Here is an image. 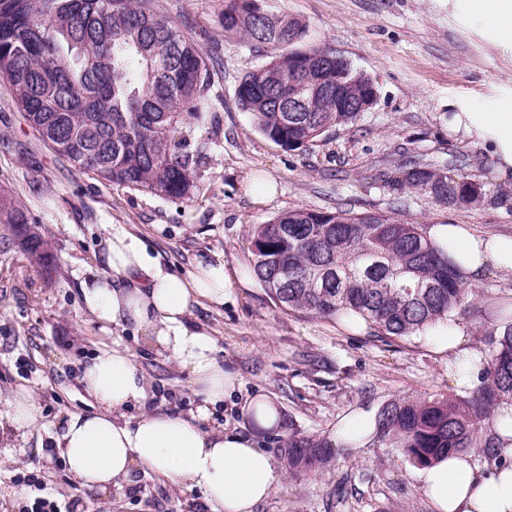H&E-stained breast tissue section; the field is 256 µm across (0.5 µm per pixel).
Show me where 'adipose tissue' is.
I'll use <instances>...</instances> for the list:
<instances>
[{
    "label": "adipose tissue",
    "instance_id": "adipose-tissue-1",
    "mask_svg": "<svg viewBox=\"0 0 512 512\" xmlns=\"http://www.w3.org/2000/svg\"><path fill=\"white\" fill-rule=\"evenodd\" d=\"M456 125L468 135L493 144L501 172L512 169V113L462 112ZM427 235L458 263L465 276L478 278L486 268L512 272V237L482 239L463 224H432ZM106 280L83 282L88 311L98 320L127 324L146 334L186 370L202 402L190 415L147 410L151 386L129 351L102 352L82 373L95 412L69 417L53 439L72 479L101 497L130 482L144 468L172 485L199 490L213 512H254L280 482L264 433L278 421L276 405L256 395L244 408L253 431L215 429L211 422L238 387L224 369L212 338L188 320L192 305H223L240 272L216 260L192 274L166 269L137 238L113 235ZM438 352L448 357L455 385L480 382L483 357L466 329L451 323L435 331ZM140 414L129 417L131 409ZM376 417L359 408L332 432L334 447L359 449L374 439ZM419 480L433 512H512V461L482 469L469 456L455 454L426 466Z\"/></svg>",
    "mask_w": 512,
    "mask_h": 512
}]
</instances>
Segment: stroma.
Masks as SVG:
<instances>
[{"mask_svg": "<svg viewBox=\"0 0 512 512\" xmlns=\"http://www.w3.org/2000/svg\"><path fill=\"white\" fill-rule=\"evenodd\" d=\"M256 2L261 11L301 20L302 47L351 62L373 78L378 99L354 124L326 131L306 150H284L236 100L242 73L281 55V48L225 39L224 0H156L223 62L213 88L217 125L185 131L206 154L186 199L109 186L77 171L37 138L0 77V202L23 210L52 256L49 268L31 264L0 228V416L24 389L37 406L32 426L0 435V512H24L39 479L70 512H212L201 493L141 470L111 496L84 492L60 456L43 453L69 415L92 409L82 368L116 347L129 349L150 381L152 406L185 415L199 402L189 374L167 353L85 307L81 284L107 276L113 234L135 236L162 266L182 274L219 258L249 268L252 227L294 209L465 224L484 238L512 237V175L501 177L489 144L452 123L458 112H512V37L488 31L474 18L472 0ZM409 160L483 183V201L448 206L423 192H397L390 179ZM250 172L276 186L265 203L245 191L242 177ZM476 286L484 293L480 323H498L501 310L512 306V275L492 269ZM190 320L212 336L225 369L240 381L219 424L240 426L239 404L263 393L279 410L267 440L272 450L292 433L327 440L360 407L464 392L449 380L448 358L429 334L382 340L361 323L290 314L254 281L234 288L224 306H193ZM417 471L378 437L359 450L338 449L334 465L319 475L282 476L255 512H433Z\"/></svg>", "mask_w": 512, "mask_h": 512, "instance_id": "35a3bbf8", "label": "stroma"}]
</instances>
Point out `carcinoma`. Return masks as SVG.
<instances>
[{"label":"carcinoma","mask_w":512,"mask_h":512,"mask_svg":"<svg viewBox=\"0 0 512 512\" xmlns=\"http://www.w3.org/2000/svg\"><path fill=\"white\" fill-rule=\"evenodd\" d=\"M304 24L268 17L226 0L224 33L287 53L248 70L236 89L259 132L288 151L357 120L374 80L350 62L299 42ZM0 70L15 104L42 142L80 172L106 185L161 198H188L205 156L183 134L217 123L213 77L218 58L186 37L181 23L151 0H0ZM319 79L330 91L290 112L299 88ZM396 191L425 192L443 204H474L482 184L413 164L391 181ZM31 262L50 260L47 241L18 209H0ZM250 269L283 310L324 319L355 316L370 335L410 338L447 321L481 316L472 287L426 235L422 224L386 215L296 209L258 225ZM487 345L481 384L466 396L392 402L377 431L420 466L468 448L497 458L498 437L482 421L512 404V324L481 330ZM290 474L316 475L335 460L321 440L292 434L278 449Z\"/></svg>","instance_id":"1"}]
</instances>
